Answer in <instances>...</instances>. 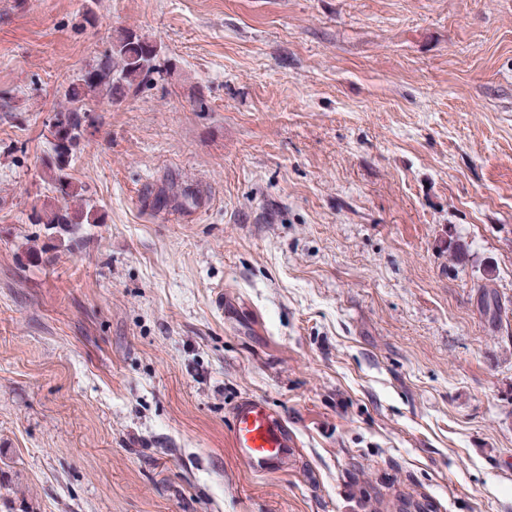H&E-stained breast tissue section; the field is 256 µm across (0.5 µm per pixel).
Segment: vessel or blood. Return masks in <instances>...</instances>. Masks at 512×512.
<instances>
[{
    "label": "vessel or blood",
    "instance_id": "b4317fda",
    "mask_svg": "<svg viewBox=\"0 0 512 512\" xmlns=\"http://www.w3.org/2000/svg\"><path fill=\"white\" fill-rule=\"evenodd\" d=\"M229 421L230 445L238 460L253 473L267 475L280 471L297 448L287 421L261 397L248 395L236 399L230 407Z\"/></svg>",
    "mask_w": 512,
    "mask_h": 512
}]
</instances>
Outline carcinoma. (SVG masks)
I'll list each match as a JSON object with an SVG mask.
<instances>
[{"label":"carcinoma","instance_id":"obj_1","mask_svg":"<svg viewBox=\"0 0 512 512\" xmlns=\"http://www.w3.org/2000/svg\"><path fill=\"white\" fill-rule=\"evenodd\" d=\"M159 55L157 43L132 29H124L108 49L69 82L64 92L68 106L53 117V157L47 164L51 183L61 204L51 205L35 214V223L64 228L71 224L98 222V217L86 202L76 207L71 205L81 196L71 181L68 168L80 142L84 113L89 111L93 99L118 104L132 88L151 82L153 75L160 73L157 65Z\"/></svg>","mask_w":512,"mask_h":512}]
</instances>
